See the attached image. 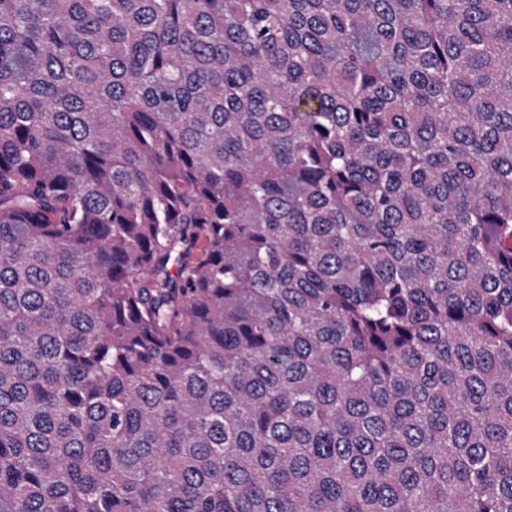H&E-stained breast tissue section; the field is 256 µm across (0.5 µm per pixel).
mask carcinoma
Instances as JSON below:
<instances>
[{
  "mask_svg": "<svg viewBox=\"0 0 512 512\" xmlns=\"http://www.w3.org/2000/svg\"><path fill=\"white\" fill-rule=\"evenodd\" d=\"M0 512H512V0H0Z\"/></svg>",
  "mask_w": 512,
  "mask_h": 512,
  "instance_id": "obj_1",
  "label": "carcinoma"
}]
</instances>
